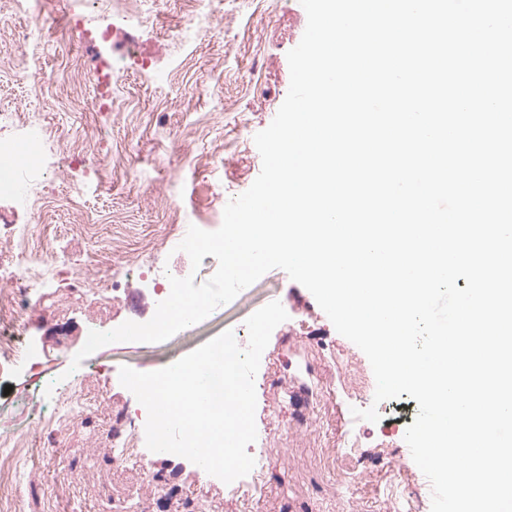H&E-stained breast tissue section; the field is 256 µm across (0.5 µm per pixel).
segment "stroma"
I'll list each match as a JSON object with an SVG mask.
<instances>
[{"instance_id":"1","label":"stroma","mask_w":512,"mask_h":512,"mask_svg":"<svg viewBox=\"0 0 512 512\" xmlns=\"http://www.w3.org/2000/svg\"><path fill=\"white\" fill-rule=\"evenodd\" d=\"M72 0H46L36 46L17 43L30 26L0 0V113L36 115L58 146L81 142L89 153L110 156L104 168L59 161L62 192L42 200L51 248L69 260L51 274V286L30 303L15 333L36 340L39 357L23 369L0 372V433L29 444L17 464L14 512H123L136 496L155 499L154 512H181L184 498L199 512H234L223 481L188 459L158 452L152 479L117 470L112 431L118 408L132 398L119 381L121 366L140 372L164 368L246 319L271 301L288 318L273 331L255 379V422L272 439L266 452L267 493L254 512H385L389 485L426 490L403 441L418 403L409 396L384 401L378 422L355 419L346 388L350 368L370 370L366 355L339 334L313 295L279 268L265 273L231 302L222 318L175 334L162 346L106 345L71 363L86 342L93 311L75 306L74 280L91 286L97 269L84 266L113 239L135 242L173 211L192 225L217 230L226 204L259 175L254 136L274 119L290 84L288 52L300 42L307 14L300 0H209V25L197 27V0H98L126 12L124 38L88 43L64 24ZM148 51L152 69L119 72L112 107L100 110L88 83L96 58L117 56L123 45ZM38 55L46 72L31 81L26 63ZM305 332H296L300 319ZM66 378L93 403L91 413L52 419L47 382ZM360 433L366 470L351 493L332 488L320 466L322 442ZM421 512H431L425 502Z\"/></svg>"}]
</instances>
